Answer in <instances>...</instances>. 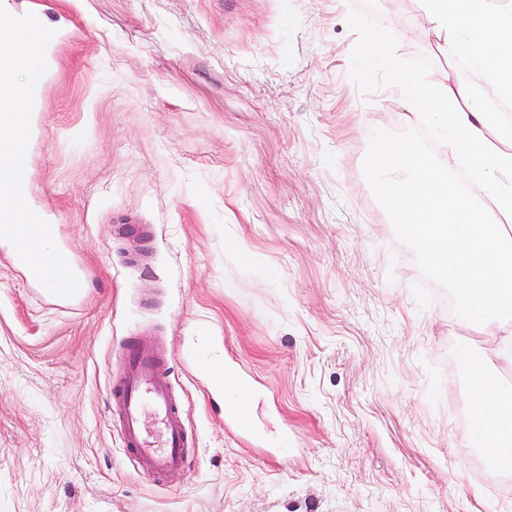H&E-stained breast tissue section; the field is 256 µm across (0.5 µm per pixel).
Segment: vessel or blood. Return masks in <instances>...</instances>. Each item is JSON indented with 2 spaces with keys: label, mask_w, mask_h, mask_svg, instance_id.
<instances>
[{
  "label": "vessel or blood",
  "mask_w": 512,
  "mask_h": 512,
  "mask_svg": "<svg viewBox=\"0 0 512 512\" xmlns=\"http://www.w3.org/2000/svg\"><path fill=\"white\" fill-rule=\"evenodd\" d=\"M119 347L122 365L107 391L109 409L126 456L140 473L162 481L187 467L195 446L170 378L172 352L146 331L121 337ZM222 387L231 401L228 422L242 435L258 438L254 422L244 410L245 398L253 393L251 382L228 368ZM147 409L156 416V429H148L145 424L143 412Z\"/></svg>",
  "instance_id": "vessel-or-blood-1"
}]
</instances>
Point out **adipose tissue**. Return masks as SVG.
<instances>
[{
	"label": "adipose tissue",
	"mask_w": 512,
	"mask_h": 512,
	"mask_svg": "<svg viewBox=\"0 0 512 512\" xmlns=\"http://www.w3.org/2000/svg\"><path fill=\"white\" fill-rule=\"evenodd\" d=\"M436 35L474 64L497 97L512 100V0H418ZM399 87L409 111L404 120L427 119L448 137L443 166L422 158L413 142L380 146L371 160L375 182L410 235L422 245L428 264L455 288L462 321L478 320L499 340L495 363L512 365V151L487 105L468 84L448 82L430 93ZM470 166L473 180L461 190L450 176ZM493 205L485 219L477 199ZM473 377L474 416L488 421L487 438L512 441L508 412L489 380L494 365Z\"/></svg>",
	"instance_id": "obj_1"
}]
</instances>
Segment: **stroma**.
I'll use <instances>...</instances> for the list:
<instances>
[{"mask_svg": "<svg viewBox=\"0 0 512 512\" xmlns=\"http://www.w3.org/2000/svg\"><path fill=\"white\" fill-rule=\"evenodd\" d=\"M0 4L54 30L26 194L87 268L75 305L0 263V512H512L448 412L488 338L369 176L383 141L444 156L390 80L474 78L417 0ZM142 329L173 348L199 440L160 483L106 394ZM214 348L252 380L264 442L225 422Z\"/></svg>", "mask_w": 512, "mask_h": 512, "instance_id": "obj_1", "label": "stroma"}]
</instances>
